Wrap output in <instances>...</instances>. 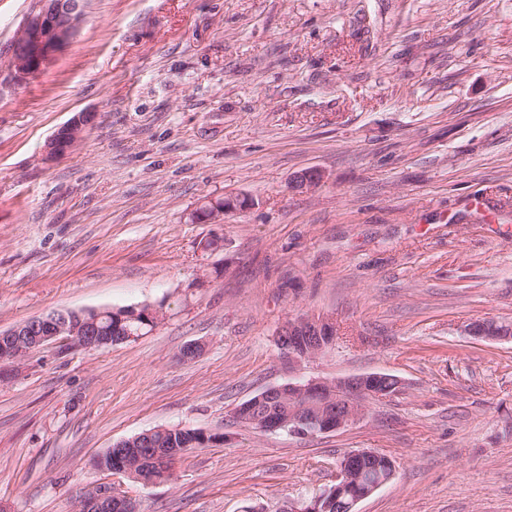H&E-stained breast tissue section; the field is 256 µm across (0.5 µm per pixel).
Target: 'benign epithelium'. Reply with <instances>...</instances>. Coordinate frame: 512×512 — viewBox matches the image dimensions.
<instances>
[{
    "instance_id": "obj_1",
    "label": "benign epithelium",
    "mask_w": 512,
    "mask_h": 512,
    "mask_svg": "<svg viewBox=\"0 0 512 512\" xmlns=\"http://www.w3.org/2000/svg\"><path fill=\"white\" fill-rule=\"evenodd\" d=\"M87 0H38L20 28L11 48V66L20 79L41 75L49 69L73 38L85 16ZM96 115L79 112L57 129L46 144L51 158L71 152L82 140ZM324 177L322 171L310 169L296 177L298 189L313 188ZM251 202L243 197L226 198L197 209L193 219L200 223H216L224 216L247 209ZM115 314L112 309L95 312L89 317L84 310H55L34 317L7 330L0 329V359L21 362L31 352L58 341L72 348L94 350L125 341L112 336V329L100 323L103 316ZM464 331L475 338L501 340L512 337L503 329L488 331L482 321L468 323ZM336 320L329 315H300L288 320L278 334V344L289 360L302 363L324 355L335 344ZM403 389V382L390 374L368 373L350 378L309 379L269 387L259 398L270 409L249 417L238 406L234 417L262 431L285 430L296 437L336 432L359 421L373 400L391 397ZM383 456L358 450L344 455L336 464L334 483L319 493L296 502L289 512H321L322 496L333 492L345 495L348 485L362 491L344 502V512H357L356 505L371 496L395 476V467H385ZM127 499L115 489H108L84 501L80 512H124Z\"/></svg>"
}]
</instances>
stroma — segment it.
Listing matches in <instances>:
<instances>
[{
  "instance_id": "35a3bbf8",
  "label": "stroma",
  "mask_w": 512,
  "mask_h": 512,
  "mask_svg": "<svg viewBox=\"0 0 512 512\" xmlns=\"http://www.w3.org/2000/svg\"><path fill=\"white\" fill-rule=\"evenodd\" d=\"M36 7L0 0V329L165 317L0 361V504L77 512L112 486L142 512H285L370 450L396 476L358 512H512V339L464 332L512 323V0H88L56 63L19 79ZM85 111L82 142L47 157ZM237 196L251 207L194 222ZM303 313L338 338L293 363L277 332ZM373 372L402 391L336 432L234 418L271 386ZM161 427L224 439L153 485L95 467ZM96 115L91 112H79L67 123L57 129L46 144L47 155L51 158L71 152L82 140L87 128L95 122ZM142 309L127 311V317L123 322L113 316L117 310L105 309L94 311V317L87 315L84 310H55L48 314L34 317L19 323L7 330L0 329V359L21 363L24 358L39 348L48 346L58 341H65L70 348L94 350L105 346H112L113 343L125 342L123 337L112 336V327L104 326L100 320L106 314H110L114 326L113 331L119 334L126 330L135 334L136 337L144 335L152 330L149 324L158 325L164 317L163 308L149 305ZM149 316L148 317L145 315ZM122 324L119 326V324ZM115 329V330H114Z\"/></svg>"
}]
</instances>
